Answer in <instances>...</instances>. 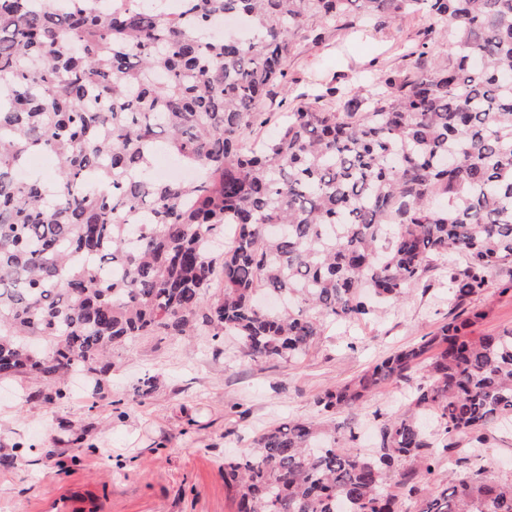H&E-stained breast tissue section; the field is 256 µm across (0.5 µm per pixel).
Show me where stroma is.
Instances as JSON below:
<instances>
[{
	"mask_svg": "<svg viewBox=\"0 0 512 512\" xmlns=\"http://www.w3.org/2000/svg\"><path fill=\"white\" fill-rule=\"evenodd\" d=\"M428 21L341 29L320 46L301 44L288 60L289 95L316 82L368 85L374 70L404 69L399 44L420 39ZM512 267L493 272L488 288L459 307L482 312L472 335L512 328ZM448 288L438 277L396 304L380 305L362 323L330 324L297 361L245 356L232 336H139L115 348L112 378L95 399L75 377L53 411L35 398L36 382H0V512H43L42 506L78 484L96 486L104 512H235L224 485L225 459L242 455L256 435L290 419H314L317 395L359 375L397 348L417 343L448 319ZM157 379L148 398L133 395L144 375ZM418 373L397 380L339 415L359 449L374 447L377 427L407 403ZM489 477L512 480V424L490 425L479 446Z\"/></svg>",
	"mask_w": 512,
	"mask_h": 512,
	"instance_id": "stroma-1",
	"label": "stroma"
}]
</instances>
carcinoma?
Masks as SVG:
<instances>
[{
    "mask_svg": "<svg viewBox=\"0 0 512 512\" xmlns=\"http://www.w3.org/2000/svg\"><path fill=\"white\" fill-rule=\"evenodd\" d=\"M429 25L405 74L366 98L329 87L286 115L288 58L331 27ZM232 18L246 35L214 38ZM448 44L450 55H440ZM276 120V136L244 130ZM164 144L198 171L153 177ZM55 162L47 183L26 159ZM235 225L222 253L212 243ZM512 266V0H0V377L92 393L138 336L238 337L253 360L304 356L325 328L401 301L438 272L458 307ZM219 283L217 293L208 291ZM453 313L420 343L326 389V418L288 420L224 461L237 512H402L440 457L512 419V329ZM406 408L368 453L335 415L411 371ZM433 418L436 441L422 425ZM409 464L396 490L387 472ZM466 471L417 512H512V483Z\"/></svg>",
    "mask_w": 512,
    "mask_h": 512,
    "instance_id": "carcinoma-1",
    "label": "carcinoma"
}]
</instances>
